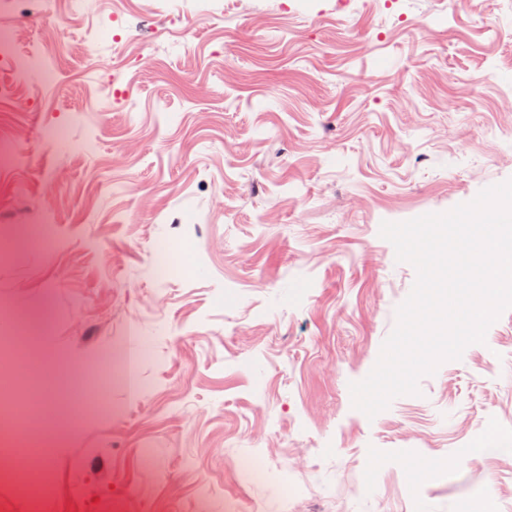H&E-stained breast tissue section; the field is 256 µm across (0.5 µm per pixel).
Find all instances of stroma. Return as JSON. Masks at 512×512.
<instances>
[{"instance_id": "stroma-1", "label": "stroma", "mask_w": 512, "mask_h": 512, "mask_svg": "<svg viewBox=\"0 0 512 512\" xmlns=\"http://www.w3.org/2000/svg\"><path fill=\"white\" fill-rule=\"evenodd\" d=\"M114 34L85 44L102 14ZM0 328L51 399L41 512H512V309L375 418L416 278L382 222L512 179V0H21ZM189 243L181 273L166 242ZM111 409L81 421L77 383Z\"/></svg>"}]
</instances>
